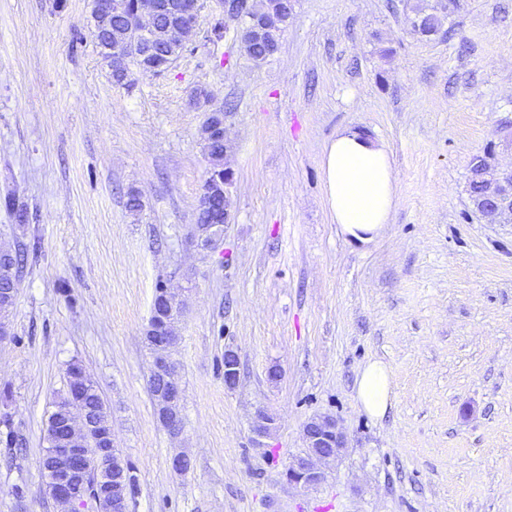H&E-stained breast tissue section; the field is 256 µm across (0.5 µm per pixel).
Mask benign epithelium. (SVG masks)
I'll return each instance as SVG.
<instances>
[{
  "instance_id": "1",
  "label": "benign epithelium",
  "mask_w": 512,
  "mask_h": 512,
  "mask_svg": "<svg viewBox=\"0 0 512 512\" xmlns=\"http://www.w3.org/2000/svg\"><path fill=\"white\" fill-rule=\"evenodd\" d=\"M224 11V20L237 23L241 29L254 32L266 29L276 20H286L292 12L291 0H276V10L272 14L253 16L237 8L238 0H217ZM123 8L122 0H92V30L97 34L104 24L112 18V14ZM201 10L200 0H141L138 33L143 40L145 54L151 55L156 49L172 43L185 44V38L194 30L198 23ZM171 16V25L162 33L155 30L153 19L158 13ZM491 187L499 186L503 192L496 196L494 203L497 212L483 217L503 224L512 223V170L501 172L496 177H489ZM232 177L224 173L219 178L212 170L206 171L203 190L198 200V207L208 209L217 200L224 202L222 223L231 220L230 188ZM159 366L171 381V392L165 402L166 411L161 414L163 422H175L179 415V383L176 378L174 363L164 356ZM239 378V359L232 350L225 351L224 381L229 387L235 386ZM70 431V447L56 448L53 451L54 464L42 467L48 485L56 501L67 502L77 506L84 501L90 508H95L98 500L91 497L85 490V477L89 470H95L94 476H103L113 471L109 447L112 446V432H107V446L102 448L100 455L94 460L93 466L84 465L86 455L80 448L77 435L87 432L92 424L88 420L68 421ZM304 448L289 458L282 475L288 484L296 487L317 486L327 481L329 469L338 464L347 450V436L339 420L329 415L311 417L303 427Z\"/></svg>"
}]
</instances>
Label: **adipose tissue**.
<instances>
[{
  "label": "adipose tissue",
  "instance_id": "1",
  "mask_svg": "<svg viewBox=\"0 0 512 512\" xmlns=\"http://www.w3.org/2000/svg\"><path fill=\"white\" fill-rule=\"evenodd\" d=\"M324 189L332 219L350 242H373L390 222L396 176L387 147L364 133L345 129L324 147ZM364 410L382 417L391 407V374L386 365L367 364L356 380Z\"/></svg>",
  "mask_w": 512,
  "mask_h": 512
}]
</instances>
